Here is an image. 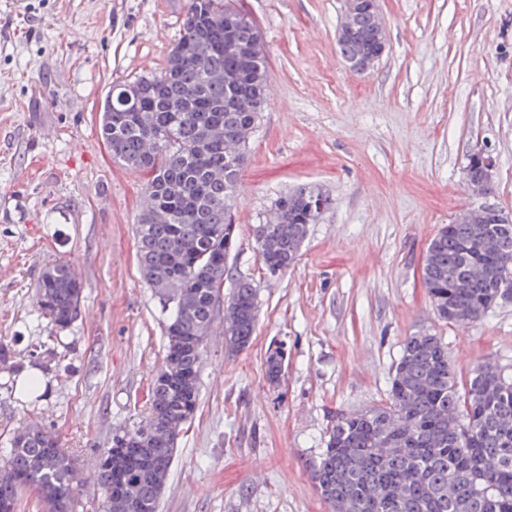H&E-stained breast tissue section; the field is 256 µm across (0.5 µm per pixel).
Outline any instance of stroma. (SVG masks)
Returning a JSON list of instances; mask_svg holds the SVG:
<instances>
[{
    "instance_id": "obj_1",
    "label": "stroma",
    "mask_w": 512,
    "mask_h": 512,
    "mask_svg": "<svg viewBox=\"0 0 512 512\" xmlns=\"http://www.w3.org/2000/svg\"><path fill=\"white\" fill-rule=\"evenodd\" d=\"M226 2L260 28L269 71L230 209V264L258 283V319L230 357L215 318L159 512H327L308 465L336 414L385 400L407 337L441 336L459 379L488 362L512 373V300L460 328L438 320L422 283L429 243L474 203L463 179L474 149L494 157L489 200L512 214V0H378L386 51L363 73L337 42L345 0ZM186 5L0 0V466L13 427L51 430L82 466L76 512H97L99 458L144 415L166 343L163 302L136 259L144 178L107 153L101 103L112 82L163 66ZM301 184L332 205L272 276L252 227ZM58 260L84 286L63 331L33 298ZM19 369L42 374L39 392L12 391Z\"/></svg>"
}]
</instances>
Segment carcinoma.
I'll list each match as a JSON object with an SVG mask.
<instances>
[{
	"instance_id": "carcinoma-1",
	"label": "carcinoma",
	"mask_w": 512,
	"mask_h": 512,
	"mask_svg": "<svg viewBox=\"0 0 512 512\" xmlns=\"http://www.w3.org/2000/svg\"><path fill=\"white\" fill-rule=\"evenodd\" d=\"M230 27H225L224 23ZM353 33L338 40L350 61L372 52L378 13L363 9ZM258 26L224 0H188L182 32L157 72L112 83L99 117L102 142L125 168L147 177L135 224L143 281L164 300V360L151 379L142 420L117 431L102 455L96 482L103 495L135 487L145 510L159 512L179 435L197 411L199 372L216 307L224 304L228 353L246 349L258 313V284L233 280L224 295L237 225L229 206L248 161V141L267 108L264 51L239 62L228 41L248 45ZM235 71L233 84L224 76ZM320 198L298 185L280 194L269 219L253 225L261 263L284 272L299 256L310 213ZM486 224H446L430 242L424 288L438 317L465 326L512 294V224H497L494 247L483 246ZM84 286L66 261L44 267L34 295L37 313L70 327L81 313ZM284 353L266 359L279 382ZM9 462L0 467V512H16L32 493L46 512H74L81 479L58 438L37 425L9 434ZM329 512H512V375L490 363L458 384L441 337L405 339L381 406L340 413L325 448L310 464Z\"/></svg>"
}]
</instances>
